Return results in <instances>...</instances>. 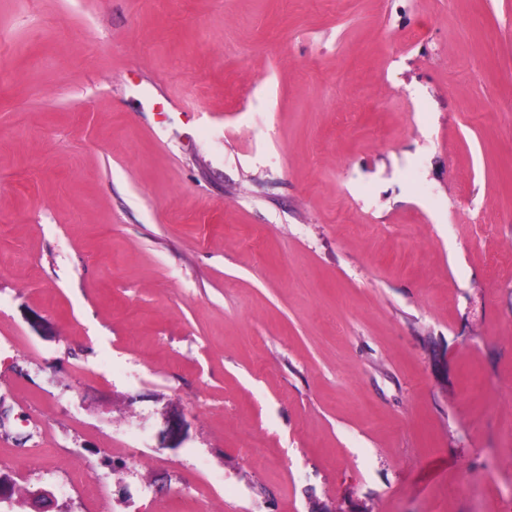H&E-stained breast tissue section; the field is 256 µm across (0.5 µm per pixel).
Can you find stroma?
I'll return each mask as SVG.
<instances>
[{"label": "stroma", "mask_w": 512, "mask_h": 512, "mask_svg": "<svg viewBox=\"0 0 512 512\" xmlns=\"http://www.w3.org/2000/svg\"><path fill=\"white\" fill-rule=\"evenodd\" d=\"M0 476L512 512V0H0Z\"/></svg>", "instance_id": "obj_1"}]
</instances>
